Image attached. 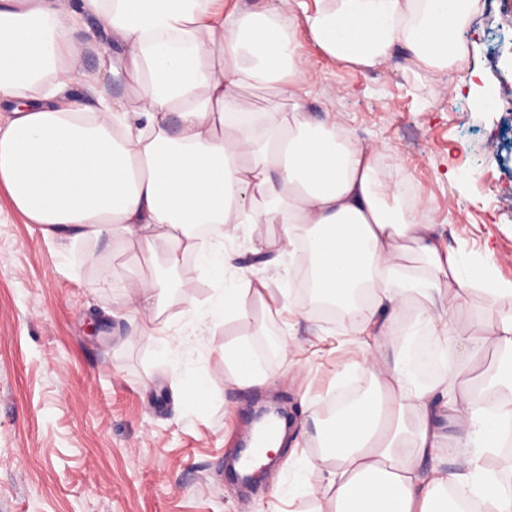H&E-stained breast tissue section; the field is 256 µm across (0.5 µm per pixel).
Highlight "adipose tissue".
Here are the masks:
<instances>
[{"instance_id": "obj_1", "label": "adipose tissue", "mask_w": 512, "mask_h": 512, "mask_svg": "<svg viewBox=\"0 0 512 512\" xmlns=\"http://www.w3.org/2000/svg\"><path fill=\"white\" fill-rule=\"evenodd\" d=\"M297 4L227 13L217 0H0V187L44 234L107 232L149 253L164 240L172 269L195 254L223 282L204 301L185 293L199 322L247 321L248 300H259L267 322L258 333L282 354L300 349L277 325L283 312L310 315L318 300L344 309L369 386L316 420L319 452L294 464L288 497L307 499L309 512H512V479L481 463L512 433V309L496 305L512 282L465 267L437 225L406 216L396 184L378 175L379 147L308 109L314 77L299 52L306 40L373 68L403 49L444 74L477 0H317L302 15ZM88 15L111 34L112 64L136 82L134 94L111 96L103 74L82 71L75 32ZM79 81L100 85L95 108L73 94ZM255 85L277 88L287 124L247 106L242 91ZM245 224L279 227L252 250L262 267L307 259L309 303L237 265L225 244ZM409 253L427 267L422 284L402 273ZM472 287L488 302L477 338L454 322L458 291ZM423 331L445 359L426 380L409 350ZM488 350L498 366L465 384L466 363ZM223 360L225 388L277 380L253 338L225 340ZM487 391L497 394L489 407ZM452 446L460 461L449 470Z\"/></svg>"}]
</instances>
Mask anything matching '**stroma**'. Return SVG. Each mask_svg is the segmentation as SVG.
<instances>
[{
	"label": "stroma",
	"instance_id": "35a3bbf8",
	"mask_svg": "<svg viewBox=\"0 0 512 512\" xmlns=\"http://www.w3.org/2000/svg\"><path fill=\"white\" fill-rule=\"evenodd\" d=\"M499 8L498 0H479L458 35L466 65L451 75L512 99V53L494 55L484 37L485 16ZM81 37L83 67L104 71L112 94L126 93L127 77L109 73L99 53L111 38L95 17L86 18ZM301 51L315 77L309 109L380 146V177L411 188L419 212L443 225L468 262H491L497 279L512 281V112L475 111L468 94L401 54L364 68L307 42ZM166 249L157 242L149 255L120 237L45 236L0 190V512H267L288 490L289 453L319 451L303 399L322 414L336 401L338 374L365 383L354 371L361 356L346 324L317 313L293 322L300 353L270 349L266 367L282 376L276 385L224 387L225 336L253 333L250 324L205 335L174 368L162 344L192 330L182 284L193 283L203 300L222 282L193 254L166 271ZM104 268L111 287L93 289ZM163 271L170 286L150 324L129 300V286ZM94 317L103 327L93 335ZM487 317L482 293L461 294L460 334L481 335ZM199 376L208 398L193 389ZM268 396L295 423L278 454L280 470L260 473L245 490L224 463L239 450L251 405Z\"/></svg>",
	"mask_w": 512,
	"mask_h": 512
}]
</instances>
